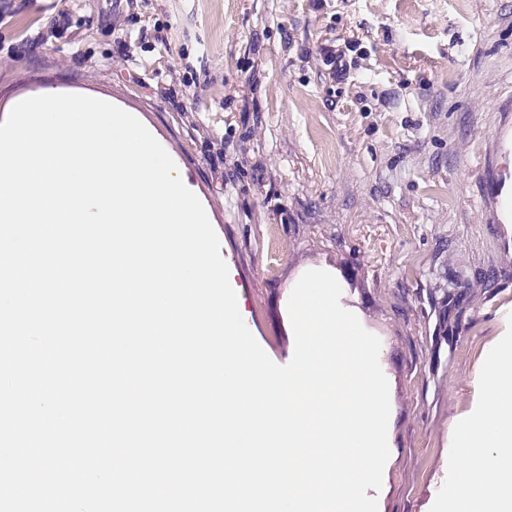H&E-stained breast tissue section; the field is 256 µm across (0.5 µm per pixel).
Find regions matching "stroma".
<instances>
[{"label": "stroma", "mask_w": 512, "mask_h": 512, "mask_svg": "<svg viewBox=\"0 0 512 512\" xmlns=\"http://www.w3.org/2000/svg\"><path fill=\"white\" fill-rule=\"evenodd\" d=\"M47 89L164 147L275 363L291 284L333 271L389 381L379 512H429L512 312V0H25L0 21V121ZM320 55L329 79L343 81L347 74L346 65L342 64L345 51L336 49L335 46H329L322 48Z\"/></svg>", "instance_id": "stroma-1"}]
</instances>
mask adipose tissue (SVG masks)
I'll return each mask as SVG.
<instances>
[{
  "label": "adipose tissue",
  "mask_w": 512,
  "mask_h": 512,
  "mask_svg": "<svg viewBox=\"0 0 512 512\" xmlns=\"http://www.w3.org/2000/svg\"><path fill=\"white\" fill-rule=\"evenodd\" d=\"M449 450L448 512H512V327L473 378Z\"/></svg>",
  "instance_id": "obj_1"
}]
</instances>
